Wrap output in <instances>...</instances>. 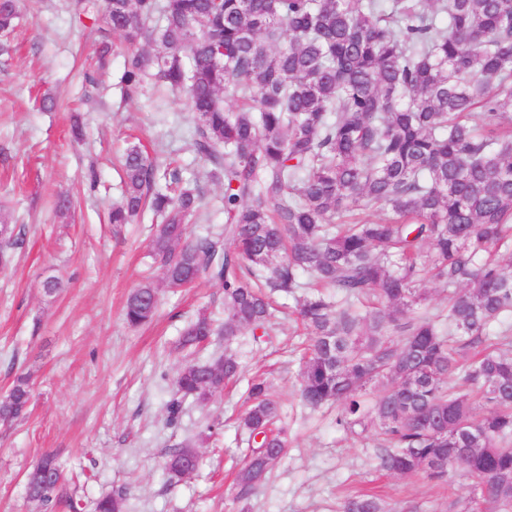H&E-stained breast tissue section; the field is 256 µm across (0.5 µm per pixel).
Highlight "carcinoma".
I'll return each instance as SVG.
<instances>
[{
  "label": "carcinoma",
  "mask_w": 512,
  "mask_h": 512,
  "mask_svg": "<svg viewBox=\"0 0 512 512\" xmlns=\"http://www.w3.org/2000/svg\"><path fill=\"white\" fill-rule=\"evenodd\" d=\"M16 14L0 0L1 31ZM103 21L126 46V91L151 75L185 92L196 152L224 182L223 231L192 236L201 191L138 145L120 159L111 223L150 208L165 287L224 288V323L198 315L180 346L266 331L272 295L292 296L308 407L336 405V425L373 441L382 471L444 482L463 467L473 483L448 512H512V335H489L512 315V0H104ZM303 273L314 283L299 296ZM429 282L447 293L444 318L418 312ZM158 304L154 282L137 286L125 322L149 323ZM240 373L232 352L185 364L168 422ZM31 398L17 376L0 421L23 418ZM247 400L239 427L255 447L238 501L288 448L267 378L248 382ZM198 464L191 448L169 451L168 482ZM69 482L46 453L26 497L77 512ZM125 496L96 512H121ZM340 512L407 510L358 493Z\"/></svg>",
  "instance_id": "obj_1"
}]
</instances>
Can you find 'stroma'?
Instances as JSON below:
<instances>
[{
	"label": "stroma",
	"instance_id": "1",
	"mask_svg": "<svg viewBox=\"0 0 512 512\" xmlns=\"http://www.w3.org/2000/svg\"><path fill=\"white\" fill-rule=\"evenodd\" d=\"M100 0H19V15L0 33V218L21 229L9 266L0 267V394L30 374L33 399L24 420L0 423V512H38L25 495V475L43 453H57L81 478L80 512L126 489L123 512H338L345 496L373 488L389 503L416 512H447L470 481L451 483L376 469L370 442L345 434L336 408L317 411L299 398L306 338L290 314L291 298L269 334L245 332L232 345L214 338L208 360L232 348L242 374L206 404L186 402L167 421L173 380L184 361L182 329L201 308L224 316L223 290L201 280L173 291L149 257L150 216L113 233L107 214L122 193L115 156L138 142L181 166L197 183L205 208L192 235L221 232L224 186L193 147L195 121L182 93L145 81L124 93V59L99 60ZM71 202L60 213L59 199ZM64 286L49 296L47 277ZM160 283L153 321L127 326L123 307L145 279ZM267 372L282 406L288 452L243 503L234 478L249 451L238 427L248 380ZM215 438L198 442L208 425ZM190 441L197 470L166 482L168 451Z\"/></svg>",
	"mask_w": 512,
	"mask_h": 512
}]
</instances>
